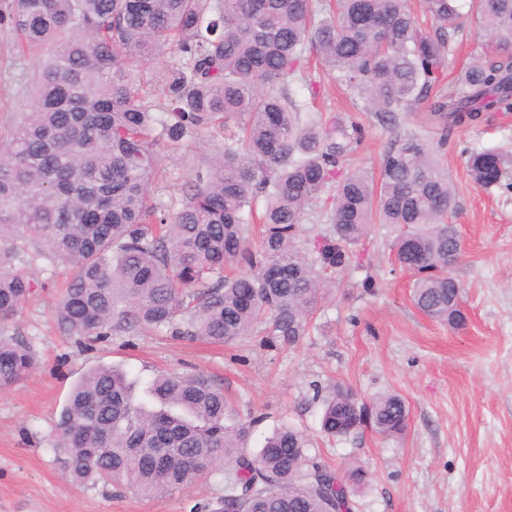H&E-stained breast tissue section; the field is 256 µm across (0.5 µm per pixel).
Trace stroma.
I'll return each mask as SVG.
<instances>
[{"mask_svg":"<svg viewBox=\"0 0 512 512\" xmlns=\"http://www.w3.org/2000/svg\"><path fill=\"white\" fill-rule=\"evenodd\" d=\"M47 55L44 48L20 53L9 28L0 27V136L18 120ZM308 75L321 82L320 111L355 113L365 132L359 156L372 173H379L396 135L433 127L425 111L384 125L360 111L337 71L314 60ZM219 144L203 135L170 154L168 180L153 193L156 204L180 208L183 187ZM466 149L512 157V112L456 129L441 152L456 187L464 242L452 268L468 316L459 331L415 307L411 276L393 270L390 237L379 226L349 246V260L335 271L309 336L293 348H268L256 336L215 346L149 327L84 346L60 333L53 317L72 268L37 261L33 292L15 323L37 368L0 393V512H217L232 471L224 461L190 487L150 498L124 485L83 487L64 479L55 428L75 381L100 364L121 366L139 400L157 373L211 376L223 386L233 420L260 418L248 454L289 425L303 431L313 453L332 468L365 472V483L354 489L359 512H512V189L473 184ZM338 383L366 403L401 395L409 409L406 433L384 437L366 429L324 437L322 399Z\"/></svg>","mask_w":512,"mask_h":512,"instance_id":"stroma-1","label":"stroma"}]
</instances>
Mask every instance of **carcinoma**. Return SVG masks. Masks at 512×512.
<instances>
[{"instance_id":"obj_1","label":"carcinoma","mask_w":512,"mask_h":512,"mask_svg":"<svg viewBox=\"0 0 512 512\" xmlns=\"http://www.w3.org/2000/svg\"><path fill=\"white\" fill-rule=\"evenodd\" d=\"M458 0H9L0 25L29 48L52 47L32 95L0 137V392L35 366L8 328L31 293L15 260L74 267L54 317L67 336L102 339L139 326L229 345L260 332L291 348L346 262V247L379 224L392 263L412 274V300L453 329L466 324L451 268L455 189L437 156L460 126L512 111V0H472L498 57L477 58L443 84L450 45L466 17ZM178 63L161 111L143 102L144 76L165 47ZM340 72L362 112L393 122L424 103L436 136L408 133L384 154L379 177L350 158L364 131L294 101L307 53ZM235 130L228 131L229 122ZM220 151L185 187L177 211L150 201L167 154L200 134ZM484 188L502 184L505 160L468 151ZM323 201L330 235L298 245L305 211ZM135 404L125 372L97 366L75 384L55 447L79 485L124 480L138 494L188 487L222 460L235 474L217 512H355L351 482L282 426L258 455L242 451L244 423H226L224 388L203 373L157 374ZM390 437L408 426L396 393L362 402L348 385L324 401L322 432L365 426Z\"/></svg>"}]
</instances>
